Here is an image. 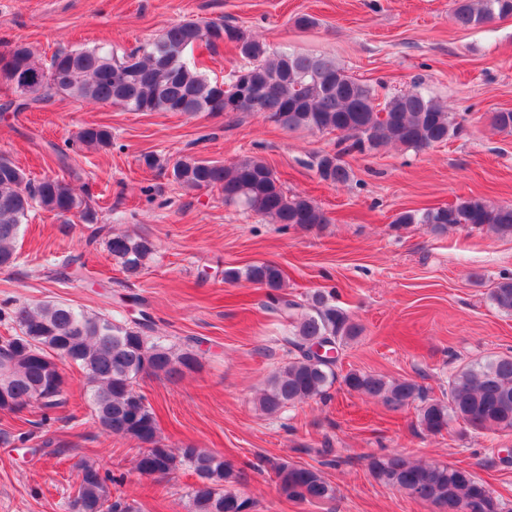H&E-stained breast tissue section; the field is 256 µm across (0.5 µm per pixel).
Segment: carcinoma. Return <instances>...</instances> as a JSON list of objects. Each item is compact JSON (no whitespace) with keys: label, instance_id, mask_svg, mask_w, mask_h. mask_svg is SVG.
<instances>
[{"label":"carcinoma","instance_id":"1","mask_svg":"<svg viewBox=\"0 0 512 512\" xmlns=\"http://www.w3.org/2000/svg\"><path fill=\"white\" fill-rule=\"evenodd\" d=\"M455 22L478 27L512 16V0H453ZM235 44L248 61L243 67L248 96L241 102L238 79L229 75L218 83L209 79L187 54L198 44L215 49ZM0 64L18 75L12 90L26 93L25 76L39 73L38 88L21 101L4 107L23 112L55 92L77 99L116 104L135 112H260L288 130L338 132L348 141L345 151L373 155L390 144L417 150L458 136L463 126L438 99L418 90L390 96L376 104L375 87L349 76L325 54L272 52L268 46L236 27L198 18L168 26L157 38L120 54L112 49L55 52L48 64L34 58L33 50L19 43L0 54ZM67 147L100 150L112 146V132L104 126L80 129ZM325 154L313 157L311 167L320 180L344 185L351 171L336 154L325 164ZM172 181L186 190L217 187L224 202L268 219L285 228L313 229L328 222L325 212L310 198L290 195L275 171L263 159L246 155L231 165L192 156L177 159ZM55 213L63 223L77 217L95 228L86 240L104 243L108 254L129 277L145 269L154 252L146 237L116 233L98 223L97 212L74 195L59 179L34 180L10 158L0 154V268L14 265L16 242L23 224L36 207ZM397 224H426L434 231L470 226L512 237V205H489L477 198H459L448 207L405 212ZM257 284L275 298L273 310L288 318L294 357L269 378L260 406L269 414L312 399H323L335 384L373 400L391 411L413 406L420 425L436 435L461 422L475 432H512V354H491L459 366L448 375V389L440 398L428 396L414 380L350 370L337 372V360L316 359L311 345L331 342L341 350L361 333L351 316L333 303V296L316 291L305 301L288 298L279 266L262 262L245 269L227 268L224 281ZM492 306L512 314V277L501 278L489 295ZM18 327L4 337L9 364L0 363V396L6 395L17 414L37 408L40 424L63 404L65 388L55 384L58 362L75 367L85 378L91 420L109 435L137 441V467L146 474L168 475L177 466L191 470L197 482L190 491L192 512H245L250 499L224 488L240 475L231 464L189 445L174 453L161 438L156 415L138 389L145 375L175 377L196 362L193 351L179 350L165 340L146 335L147 324L123 323L102 313H88L62 302L26 304L8 312ZM279 493L296 502L335 498L334 488L321 471L284 459L265 461ZM369 469L376 479L410 498L442 512H504V504L473 472L450 464L412 460L400 454L373 457ZM110 474L90 462L78 465L76 495L71 512H130L112 500Z\"/></svg>","mask_w":512,"mask_h":512}]
</instances>
